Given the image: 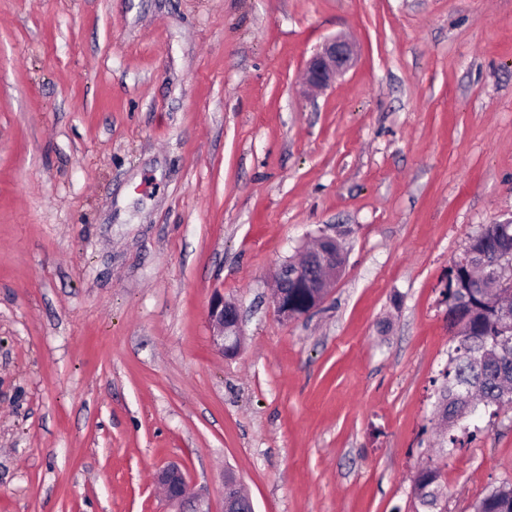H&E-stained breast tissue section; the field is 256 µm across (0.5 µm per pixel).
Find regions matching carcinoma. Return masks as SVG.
Listing matches in <instances>:
<instances>
[{
	"mask_svg": "<svg viewBox=\"0 0 512 512\" xmlns=\"http://www.w3.org/2000/svg\"><path fill=\"white\" fill-rule=\"evenodd\" d=\"M470 259L449 270L446 300L448 321L457 328L455 347L441 373L439 403H448L442 417L450 448H462L481 432L471 424L479 413L512 403V315L502 313L511 299L512 271L498 259L512 251V224H485L471 237ZM438 469L425 466L414 479V494L421 505L436 502ZM472 512H512V484L489 491L472 505Z\"/></svg>",
	"mask_w": 512,
	"mask_h": 512,
	"instance_id": "cac0c4a2",
	"label": "carcinoma"
}]
</instances>
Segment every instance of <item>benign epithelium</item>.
Wrapping results in <instances>:
<instances>
[{"label": "benign epithelium", "mask_w": 512, "mask_h": 512, "mask_svg": "<svg viewBox=\"0 0 512 512\" xmlns=\"http://www.w3.org/2000/svg\"><path fill=\"white\" fill-rule=\"evenodd\" d=\"M354 54V46L349 41L340 37L327 40L307 63L306 85L314 90L329 86L337 75L351 67ZM321 239L324 245L311 253L305 263L297 264L286 259L274 271L272 306L274 313L283 321L310 315L325 301L336 281V237L323 235ZM293 288L310 292L312 305L306 309L296 308L289 293ZM208 316L217 329L212 336L214 347L228 356L238 354L243 333L236 303L224 300L222 295H215L209 303ZM158 481L166 501L177 506L176 512H210L205 507L202 493L195 489L181 469L172 466L162 470Z\"/></svg>", "instance_id": "obj_1"}]
</instances>
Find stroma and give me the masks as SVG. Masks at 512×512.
Wrapping results in <instances>:
<instances>
[{
  "label": "stroma",
  "instance_id": "stroma-1",
  "mask_svg": "<svg viewBox=\"0 0 512 512\" xmlns=\"http://www.w3.org/2000/svg\"><path fill=\"white\" fill-rule=\"evenodd\" d=\"M356 47L303 85L328 39ZM512 219V0H0V512H446L512 483V406L454 450L443 290ZM346 261L284 322L272 275ZM243 342L212 345L214 294ZM354 46L346 39L334 37L327 40L320 51L308 61L305 70V83L314 90L329 86L336 76L352 65ZM323 245L311 253L303 264L285 259L274 271L275 291L271 297L274 313L283 321L297 320L310 315L326 299L336 281V256L344 262L342 248L336 236L322 235ZM329 241L333 246H329ZM302 288L310 292L313 303L307 309H297L290 289ZM166 501L177 506L174 512H211L205 499L178 467L163 469L158 475ZM439 471L431 466L422 467L414 479V494L421 505L431 507L436 502ZM428 489V490H426Z\"/></svg>",
  "mask_w": 512,
  "mask_h": 512
}]
</instances>
